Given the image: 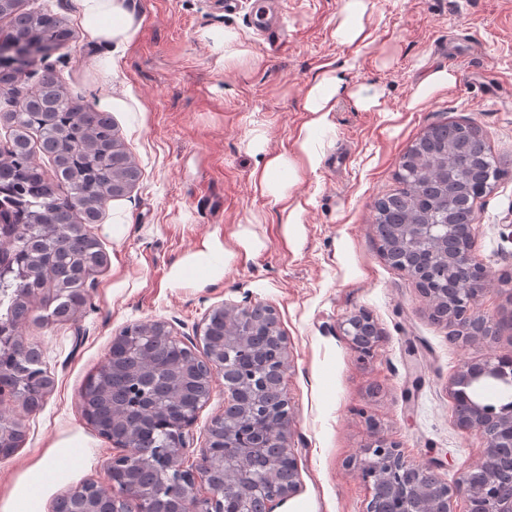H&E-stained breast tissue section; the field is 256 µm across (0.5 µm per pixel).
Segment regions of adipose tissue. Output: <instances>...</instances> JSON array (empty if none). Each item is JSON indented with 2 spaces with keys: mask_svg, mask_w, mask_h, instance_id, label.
I'll return each mask as SVG.
<instances>
[{
  "mask_svg": "<svg viewBox=\"0 0 512 512\" xmlns=\"http://www.w3.org/2000/svg\"><path fill=\"white\" fill-rule=\"evenodd\" d=\"M80 17L89 41L107 43L129 42L133 20L123 0H79ZM349 93L343 77L325 74L316 79L308 90L305 109L310 114L295 142L293 154L280 153L267 158L261 169L254 173V184L262 194L283 201L284 221L298 224L305 211L303 200L291 197L289 189L299 179L296 157H303L309 169H317L320 156L315 145L321 135L331 127L330 112L336 98ZM232 256L229 250L209 247L178 266L173 272L175 282L194 278L208 283L222 273ZM77 445L76 439H62L52 446L50 457L34 464L14 484L6 496L0 497V512H45L44 499L38 492L46 482H61L67 473L59 462L68 458Z\"/></svg>",
  "mask_w": 512,
  "mask_h": 512,
  "instance_id": "obj_1",
  "label": "adipose tissue"
}]
</instances>
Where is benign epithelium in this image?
Returning <instances> with one entry per match:
<instances>
[{"label":"benign epithelium","mask_w":512,"mask_h":512,"mask_svg":"<svg viewBox=\"0 0 512 512\" xmlns=\"http://www.w3.org/2000/svg\"><path fill=\"white\" fill-rule=\"evenodd\" d=\"M57 45L42 42H0V77L15 72L30 61L45 62ZM394 235L403 246L404 261L399 264L418 283L433 314L455 327L454 338L462 341L488 339L495 335L497 324L476 313L475 307L486 291L490 273L476 262L471 248H462L454 241L452 224H404L394 226ZM423 248L442 254L448 275L458 278L466 285L461 292L448 296L446 288H430L429 270L416 261ZM254 305H239L224 308V322L253 319ZM266 334L273 337L281 351L278 363L269 366L256 362L250 367L239 368L224 364L218 359L208 361L199 372V379L210 383L214 375L224 374V415L256 403L263 395L273 391L285 409L284 415L274 420L275 444L288 454V480L283 481L257 504L258 512H274L299 488L298 463L288 448L287 437L293 421V411L283 391V380L287 369V337L280 330L276 309L268 306L265 311ZM352 350L360 356L369 354L372 343L379 338V330L372 317L364 312H354L340 324ZM133 336L119 333L112 339L106 361L100 367L104 375L120 355L127 354ZM501 358L489 357L482 362L465 364L450 384V394L459 408L457 422L465 431H479L486 437L487 448L483 460L465 472L459 482L448 485H407V478L420 471V467L406 460L399 445L387 438L373 435L364 448V457L348 461L347 466L357 469L363 479L372 484L373 494L366 512H381V495L399 505L396 512H452L451 503L457 495H466V512H512V492L505 494L498 489L500 470L507 466L512 471V416L493 419L479 398V390L488 380L504 382ZM197 415L179 411L171 418L168 447L171 448L170 464L180 472V489L172 501V512H224V486L210 478L212 461L219 456L230 457L243 464L263 451L268 443L255 445L246 439L243 431L224 428V445L208 435L205 446L200 449L198 463L187 468L182 459L189 447L191 429ZM119 452L112 456L106 469L112 483V492L102 494L98 485L90 482L75 488L76 508L74 512H109V504L121 503L133 496L145 501L147 494L134 491L128 483V474L134 464L140 462L138 450L130 443H118Z\"/></svg>","instance_id":"obj_1"}]
</instances>
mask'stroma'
Listing matches in <instances>:
<instances>
[{
  "mask_svg": "<svg viewBox=\"0 0 512 512\" xmlns=\"http://www.w3.org/2000/svg\"><path fill=\"white\" fill-rule=\"evenodd\" d=\"M260 0H125L130 41L89 42L76 0H27L65 18L74 32L53 68L71 96L109 110L141 177L109 199L93 228L107 254L72 321H55L51 290L34 298L21 327L38 346L54 386L32 412L4 401L0 410L25 426L20 447L0 457V494L60 439L77 455L62 460L68 478L46 502L91 480L110 489L113 443L80 408V393L104 362L113 336L133 323L167 321L202 347L205 317L222 305L274 307L288 338L284 389L293 409L289 446L300 490L275 512H364L369 488L348 469L372 431L397 442L413 464L434 467L456 484L478 462L486 439L462 431L449 384L460 368L512 357V0H368L364 37L336 38L345 0H284L288 35L270 47L254 25ZM237 34L245 57L221 60L210 31ZM111 52L104 76L97 61ZM344 69L352 88H376L377 106L339 99L333 133L317 148V170L302 169L291 192L307 199L302 224L284 228L282 203L256 191L252 173L267 156L292 152L307 121V89L320 72ZM449 69L454 85L417 99L421 82ZM477 125L506 169L475 205L472 255L492 275L478 311L498 322L496 336L468 343L434 320L415 280L379 253L374 201L399 187V161L430 126ZM264 132L263 150L248 142ZM214 243L234 252L223 278L178 284L172 271ZM368 312L381 336L359 361L339 329ZM224 411V377L215 375L192 428L186 456L195 464L212 419Z\"/></svg>",
  "mask_w": 512,
  "mask_h": 512,
  "instance_id": "1",
  "label": "stroma"
}]
</instances>
